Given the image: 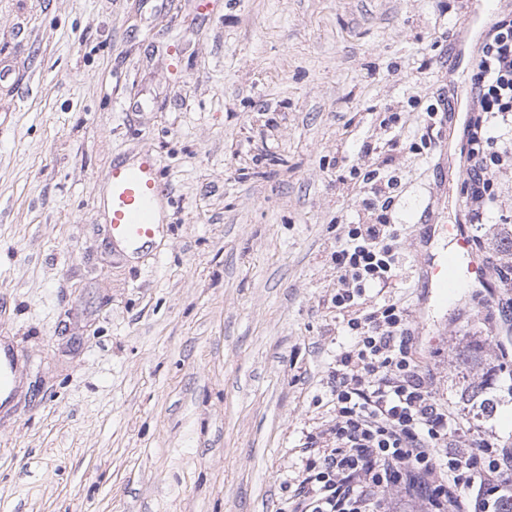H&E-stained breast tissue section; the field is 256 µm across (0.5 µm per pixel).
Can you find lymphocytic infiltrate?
Here are the masks:
<instances>
[{
	"label": "lymphocytic infiltrate",
	"mask_w": 512,
	"mask_h": 512,
	"mask_svg": "<svg viewBox=\"0 0 512 512\" xmlns=\"http://www.w3.org/2000/svg\"><path fill=\"white\" fill-rule=\"evenodd\" d=\"M476 113L468 127L466 210L483 223L493 176L512 158L496 135L512 116V16L497 21L478 50L471 78ZM386 217L352 224L333 254L335 303L349 309L366 289L388 287L395 268ZM407 313L387 303L347 321L352 345L332 374L336 422L295 490L294 512H380L377 492L421 498L427 512H498L512 495V448H496L440 404L408 355Z\"/></svg>",
	"instance_id": "1"
}]
</instances>
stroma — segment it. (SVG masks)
I'll use <instances>...</instances> for the list:
<instances>
[{"label":"stroma","instance_id":"stroma-1","mask_svg":"<svg viewBox=\"0 0 512 512\" xmlns=\"http://www.w3.org/2000/svg\"><path fill=\"white\" fill-rule=\"evenodd\" d=\"M471 0H0V340L20 377L0 408V512H292L309 435L336 419L347 349L332 255L387 214L397 263L368 313H409L435 398L512 448L499 308L425 300L418 218L453 223L454 157L424 143ZM371 153H363V146ZM161 160L153 245L113 247L114 163ZM396 177L388 209L362 178ZM470 226L492 275L512 167ZM479 345L482 362L455 355ZM490 380L494 416L460 391Z\"/></svg>","mask_w":512,"mask_h":512}]
</instances>
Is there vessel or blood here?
<instances>
[{
  "mask_svg": "<svg viewBox=\"0 0 512 512\" xmlns=\"http://www.w3.org/2000/svg\"><path fill=\"white\" fill-rule=\"evenodd\" d=\"M471 96L452 97L444 115V125L456 129V154L460 166H467L466 129L470 122ZM160 158L144 152L133 165H113L110 186L104 205L109 214L113 241L126 250L139 253L149 248L163 224L162 207L168 200V190L159 177ZM453 247L443 253L428 254L422 266L426 288L438 290L443 296L457 295L460 288L478 284L493 292L489 268L477 252L463 222L447 227ZM17 357L7 347L0 346V401H7L13 389Z\"/></svg>",
  "mask_w": 512,
  "mask_h": 512,
  "instance_id": "vessel-or-blood-1",
  "label": "vessel or blood"
}]
</instances>
